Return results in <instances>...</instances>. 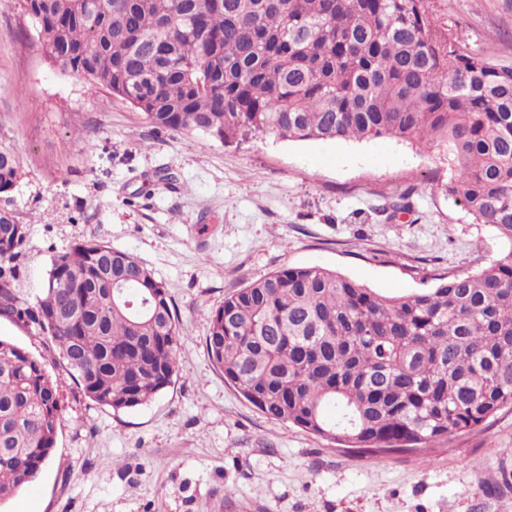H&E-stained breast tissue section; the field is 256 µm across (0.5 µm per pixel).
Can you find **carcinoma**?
Masks as SVG:
<instances>
[{"mask_svg":"<svg viewBox=\"0 0 512 512\" xmlns=\"http://www.w3.org/2000/svg\"><path fill=\"white\" fill-rule=\"evenodd\" d=\"M50 63L161 130L436 146L446 184L503 243L476 273L385 295L283 267L224 297L206 350L250 403L346 448L401 453L512 408V63L468 52L428 0H27ZM20 162L0 145V195ZM25 225L0 213V316L46 337L63 374L0 337V504L52 456L71 379L115 412L173 382L180 321L134 254L84 239L32 302L15 288Z\"/></svg>","mask_w":512,"mask_h":512,"instance_id":"obj_1","label":"carcinoma"}]
</instances>
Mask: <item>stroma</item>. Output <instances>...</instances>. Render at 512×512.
Returning a JSON list of instances; mask_svg holds the SVG:
<instances>
[{
  "label": "stroma",
  "mask_w": 512,
  "mask_h": 512,
  "mask_svg": "<svg viewBox=\"0 0 512 512\" xmlns=\"http://www.w3.org/2000/svg\"><path fill=\"white\" fill-rule=\"evenodd\" d=\"M428 4L469 51L512 63V0ZM0 144L21 162L0 197L27 227L20 294L36 299L52 256L93 237L165 282L182 329L174 381L147 405L117 413L63 387L51 458L0 512H512V409L413 453L342 448L269 421L205 346L227 294L286 266L398 294L490 265L501 243L446 192L445 153L154 129L51 66L23 0H0ZM0 336L58 374L44 336L1 317Z\"/></svg>",
  "instance_id": "1"
}]
</instances>
